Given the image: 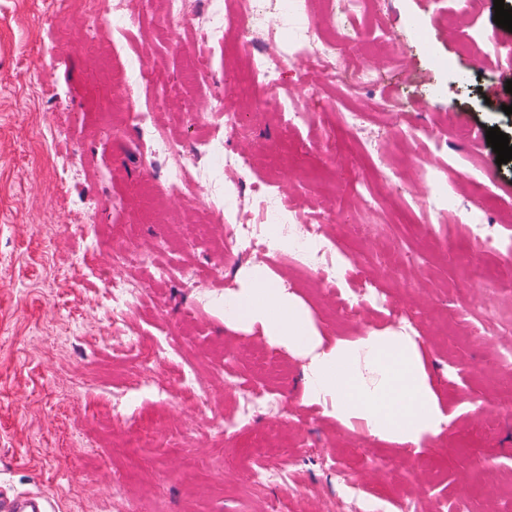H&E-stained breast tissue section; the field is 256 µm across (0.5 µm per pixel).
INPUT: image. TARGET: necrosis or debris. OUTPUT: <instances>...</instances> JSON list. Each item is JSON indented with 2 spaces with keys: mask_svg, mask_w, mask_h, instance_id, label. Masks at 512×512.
I'll use <instances>...</instances> for the list:
<instances>
[{
  "mask_svg": "<svg viewBox=\"0 0 512 512\" xmlns=\"http://www.w3.org/2000/svg\"><path fill=\"white\" fill-rule=\"evenodd\" d=\"M369 0H341L339 9L315 14L310 0H236V10H228L224 0H206L201 15L189 17L187 0H159L164 16L175 25L193 23L202 44L209 45L223 39L227 29H235L240 48L246 58L241 82L266 91L267 97L260 109L277 113L281 122L291 127L306 124L310 112L300 106L302 94L319 92L321 84L343 83L351 93H374L377 110L393 112L396 100L381 91V79L360 60L351 57L347 49L358 40L356 18L365 10ZM305 56L318 82H305L301 94L281 93L282 71L288 61ZM154 80L146 63L137 57L128 58L119 95L131 100L134 107L130 118L141 135L150 164H163V179L170 189L179 190L188 181L206 182L211 186V206L223 211L228 245L225 260L232 261L256 252L272 259L279 257L268 236V227L283 224L297 245L288 250V258L299 265L325 264L331 268L332 279H340L354 262L352 256L333 251L323 240L318 221L306 220L296 206L281 196L273 183H266L257 197L258 220L241 215V204L234 192L226 189L222 180L224 170H250L248 157L225 149L226 139L241 135L245 128L238 112L224 106L223 90L213 93V104L203 121H220L223 137H212L186 149L184 144L171 141L160 131L150 110L136 106L140 89L153 86ZM344 129L357 136L362 152L369 159L372 175L385 183L396 177L395 169L386 165L378 138L370 136L365 128L364 113H341ZM476 214L469 226L470 238L482 251L498 256H512V236H499L488 217V207L476 203Z\"/></svg>",
  "mask_w": 512,
  "mask_h": 512,
  "instance_id": "4bbe7bcc",
  "label": "necrosis or debris"
}]
</instances>
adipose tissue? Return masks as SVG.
Wrapping results in <instances>:
<instances>
[{"instance_id": "ef3b65f1", "label": "adipose tissue", "mask_w": 512, "mask_h": 512, "mask_svg": "<svg viewBox=\"0 0 512 512\" xmlns=\"http://www.w3.org/2000/svg\"><path fill=\"white\" fill-rule=\"evenodd\" d=\"M232 326L260 328L273 344L302 359L301 402L376 441L422 450L452 416L435 393L413 337L384 328L328 340L305 304L257 265L224 293Z\"/></svg>"}]
</instances>
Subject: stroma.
I'll list each match as a JSON object with an SVG mask.
<instances>
[{
	"label": "stroma",
	"instance_id": "stroma-1",
	"mask_svg": "<svg viewBox=\"0 0 512 512\" xmlns=\"http://www.w3.org/2000/svg\"><path fill=\"white\" fill-rule=\"evenodd\" d=\"M383 15L391 31L382 41L370 25L352 53L381 74L399 112H380L369 94L343 85L322 88L303 104L316 118L285 127L273 114L230 139L227 149L249 157L256 173L270 174L280 193L322 219V232L356 262L358 288L377 280L394 311L362 302L344 309L340 289L326 273L284 261L268 269L308 308L315 327L332 339L372 328L407 325L425 354L430 381L454 418L421 452L380 444L325 418L300 398L301 363L270 344L260 329L232 328L212 296L234 287L252 258L223 264L224 214L204 208L208 185L189 194L156 192L148 211L133 200L147 178L148 161L125 100L113 99L105 80L120 76L123 59L107 36L91 46L87 0L55 12L52 0H0V490L38 494L54 512H113L129 499L138 512H353L342 499L336 470L358 484L366 500L417 503L435 512L440 500L469 503L472 512H499L512 495V413L496 393L512 384L499 362L512 334L480 327L475 310L512 317V293L467 279L462 256L500 268L502 258L468 246L470 173L491 171L486 184L494 214L512 211V161L497 165L486 140L461 143L462 126L499 128L512 137V79L502 52L512 32H497L499 48L468 55L457 48L468 33L454 0H389ZM131 47L147 63L165 94L140 97L156 124L184 144L206 138L208 126L189 125L191 112L210 111L221 74L238 65L234 38L214 52L215 78L186 84L182 74L199 47L191 32L162 36L163 20L144 0H127ZM423 23L425 35L415 25ZM426 101L423 111L412 101ZM366 112L381 138L412 125L415 156H401L400 196L381 195L375 212L359 207L356 182L367 161L339 114ZM441 133L445 150L433 152L428 135ZM424 165L448 167L458 207L445 211L433 231L405 218L404 204L420 207L428 185ZM133 250L190 266L196 286L179 276L154 282L150 265L114 264ZM142 288L126 334L145 344L169 342L173 354L150 365L124 352L112 332L107 275ZM125 334V335H126ZM205 376L225 420H234L242 385L276 391L279 407L247 426L222 430L219 420L180 388L187 365ZM149 381L168 391L159 399L140 389ZM128 392L126 416L112 415L107 400ZM142 445L125 447L129 433ZM267 464H286L300 495L253 483V462L241 453L253 437Z\"/></svg>",
	"mask_w": 512,
	"mask_h": 512
}]
</instances>
